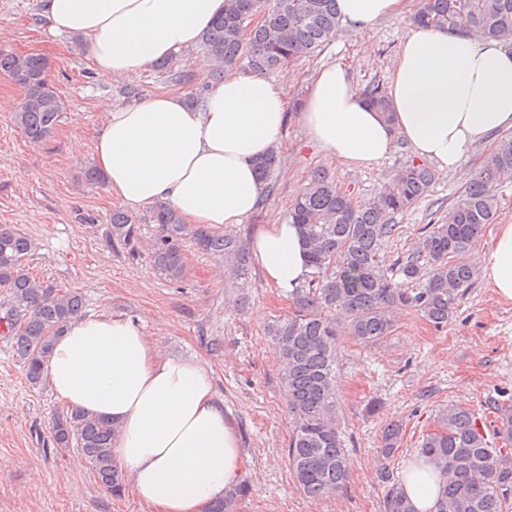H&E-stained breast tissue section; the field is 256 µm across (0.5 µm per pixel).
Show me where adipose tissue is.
Here are the masks:
<instances>
[{
  "label": "adipose tissue",
  "instance_id": "1",
  "mask_svg": "<svg viewBox=\"0 0 512 512\" xmlns=\"http://www.w3.org/2000/svg\"><path fill=\"white\" fill-rule=\"evenodd\" d=\"M54 33L83 39L100 79L139 73L193 47L224 0H42ZM358 29L398 16L406 0H336ZM284 86L241 72L211 84L200 103L160 92L107 106L81 150L89 153L120 205L165 203L189 224H240L266 195L256 163L282 139ZM389 112L373 108L332 63L310 80L301 119L338 164L370 168L404 139L439 171L457 170L492 134L512 130V41L459 30L411 28L388 84ZM250 249L266 281L289 292L310 272L297 225L260 227ZM477 261L500 299L512 302V223L499 225ZM67 407L118 429L113 453L135 497L155 512H208L239 483L245 460L234 422L196 359L164 355L132 318L100 312L75 317L46 366ZM404 491L416 512H434L438 478L410 466Z\"/></svg>",
  "mask_w": 512,
  "mask_h": 512
}]
</instances>
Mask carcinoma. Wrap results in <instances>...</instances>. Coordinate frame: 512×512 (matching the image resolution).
Instances as JSON below:
<instances>
[{
	"label": "carcinoma",
	"mask_w": 512,
	"mask_h": 512,
	"mask_svg": "<svg viewBox=\"0 0 512 512\" xmlns=\"http://www.w3.org/2000/svg\"><path fill=\"white\" fill-rule=\"evenodd\" d=\"M256 11L265 17L253 26L250 17ZM411 20L424 27L512 40V0H421ZM339 23L336 0H227L224 14L213 19L198 47L216 80L237 70L265 75L312 56L336 35ZM0 71L24 77L20 85L26 95L14 112L15 124L31 142L47 141L60 122L62 105L48 83L46 59L0 52ZM364 94L378 111H390L381 86ZM280 164L277 151L258 163L270 193L276 189ZM511 174L512 136H505L473 171L448 220L431 225L415 250L393 263L387 260V244L397 230V217L428 191L432 174L427 168L405 167L360 205L320 171L292 201L288 223L300 226L311 272L291 292L292 316L274 321L268 335L281 353L290 427L288 463L307 496L340 492L353 467L339 423L336 336L344 332L363 344H375L394 331L399 313L416 314L438 328L447 325L476 279L477 271L464 257L493 222L501 179ZM150 219L158 232L150 261L163 278H181L183 247L190 241L223 258L231 274L247 282L251 255L240 235L187 224L162 203ZM138 236L135 217L112 212L111 244L133 248ZM32 251L31 239L0 225V323L6 325L29 384L38 387L56 338L82 312L84 302L76 291L63 292L33 277L25 265ZM493 408L498 445L489 442L477 418L463 406L441 413L438 428L423 438L418 459L439 475L436 512H512V402H495ZM115 436L111 422L77 410L57 415L50 427L53 446L78 449L98 482L119 496L125 475L114 457ZM400 444V426L387 425L381 437L383 457H393ZM380 478L386 484L384 512H416L400 479L386 467ZM245 491L246 486L238 485L209 512H235Z\"/></svg>",
	"instance_id": "obj_1"
}]
</instances>
